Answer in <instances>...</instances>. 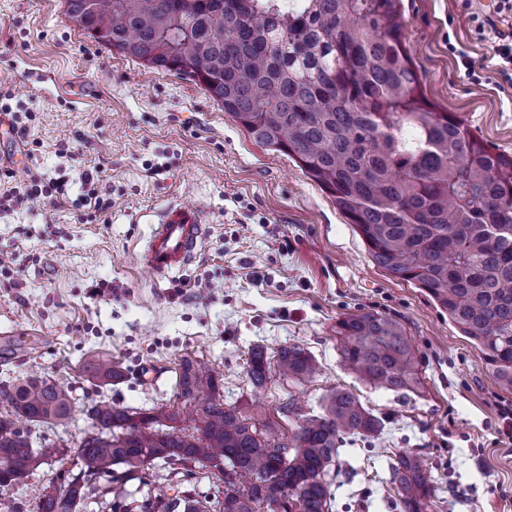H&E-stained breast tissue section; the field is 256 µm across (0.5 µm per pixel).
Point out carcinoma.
<instances>
[{
  "label": "carcinoma",
  "instance_id": "cac0c4a2",
  "mask_svg": "<svg viewBox=\"0 0 512 512\" xmlns=\"http://www.w3.org/2000/svg\"><path fill=\"white\" fill-rule=\"evenodd\" d=\"M401 0H65L99 44L156 71L187 73L253 137L288 155L353 224L372 262L428 292L468 337L505 390L512 391V156L492 151L449 112L424 97L402 35ZM341 362L360 380L393 392L421 388L414 347L396 321L347 314L334 326ZM89 376L107 385L118 367L89 359ZM300 383L317 364L300 344L267 356L254 347L247 378L269 373ZM221 378L185 357L178 397L192 408L194 431L173 412H137L106 401L87 407L93 431L76 451L78 475L64 489L35 492L36 512H78L91 482L126 496L131 479L152 484L146 466L169 474L220 468L233 476L214 512H275L280 496L303 512H330L328 480L347 437L374 438L381 418L345 388L329 391L310 415L289 399V437L267 412L224 404ZM0 512L6 498L59 446L31 447L17 428L66 427L74 399L38 373L0 389ZM400 512H429L432 484L422 457L396 453L389 464ZM205 512L196 489L174 501L148 496L129 512Z\"/></svg>",
  "mask_w": 512,
  "mask_h": 512
}]
</instances>
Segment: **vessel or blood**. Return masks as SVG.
<instances>
[{
	"label": "vessel or blood",
	"instance_id": "b4317fda",
	"mask_svg": "<svg viewBox=\"0 0 512 512\" xmlns=\"http://www.w3.org/2000/svg\"><path fill=\"white\" fill-rule=\"evenodd\" d=\"M203 236L198 209L189 205L168 207L139 256L140 265L157 276L185 268Z\"/></svg>",
	"mask_w": 512,
	"mask_h": 512
}]
</instances>
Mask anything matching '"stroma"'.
I'll return each mask as SVG.
<instances>
[{"instance_id":"35a3bbf8","label":"stroma","mask_w":512,"mask_h":512,"mask_svg":"<svg viewBox=\"0 0 512 512\" xmlns=\"http://www.w3.org/2000/svg\"><path fill=\"white\" fill-rule=\"evenodd\" d=\"M403 36L438 111L512 156V81L497 72L475 23L497 19L496 0H402ZM463 48L480 81L464 76L451 46ZM13 110L35 113L27 154L17 135L0 134V156L82 194L86 168L102 170L112 207L89 222L83 210L46 203L0 207V327L16 329L19 350L0 349V386L41 372L67 386L77 409L67 428L26 426L33 447L64 445L63 462L40 465L9 496L34 512L32 486L60 487L78 474L76 447L91 430L85 406L108 401L134 409L182 412V357L204 360L222 377L225 403L276 412L287 398L318 411L329 390L347 388L384 421L374 439L346 445L331 471L332 512H397L388 462L412 451L437 492L434 512H512V438L502 390L482 354L431 296L371 261L353 225L288 156L257 143L203 87L100 45L71 23L64 0H0V91ZM189 202L204 236L182 272L151 279L140 270L162 211ZM209 281L197 296L195 280ZM105 283L103 294L92 285ZM374 312L400 323L418 357L422 387L396 393L346 371L337 319ZM303 345L320 372L302 383L271 373L253 390L248 353ZM111 361L121 377L100 386L89 358Z\"/></svg>"}]
</instances>
